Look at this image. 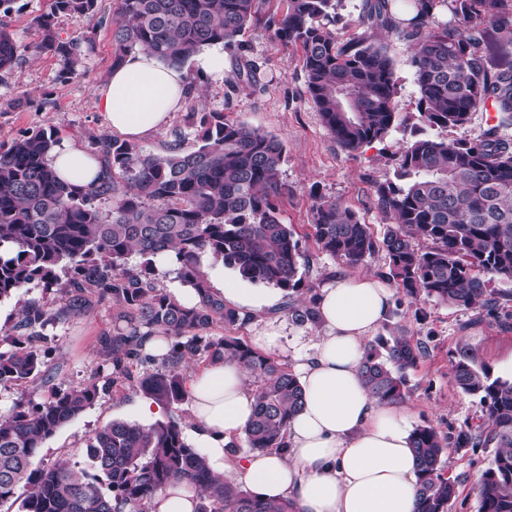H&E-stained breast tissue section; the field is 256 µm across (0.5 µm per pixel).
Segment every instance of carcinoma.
<instances>
[{
	"label": "carcinoma",
	"mask_w": 512,
	"mask_h": 512,
	"mask_svg": "<svg viewBox=\"0 0 512 512\" xmlns=\"http://www.w3.org/2000/svg\"><path fill=\"white\" fill-rule=\"evenodd\" d=\"M16 0H0V72L22 51L4 19ZM273 36L301 49L306 90L322 122L349 152L383 140L393 128L398 84L386 45L375 30L414 43L418 98L412 139L399 151L394 178L374 184L377 207L392 222L382 240L338 199L311 192L312 236L317 249L348 267L376 250L389 259V275L406 295L450 308L494 309L512 298L489 287L491 276L512 285V59L499 53L498 34L512 35L505 0H364L358 36H336L342 0H286ZM99 13L98 0H53L35 19L39 48L57 56L60 78L84 67L86 36L63 40L54 20ZM257 0H120L111 21L112 64L134 50L185 66L203 47L238 46L258 22ZM256 83L255 66L240 59L232 87ZM492 107L496 123L472 140L433 137L469 123ZM199 146L182 148V132L164 152H146L110 134L91 138L100 161L89 188L60 181L46 158L58 143L53 129H28L0 149V300L30 285L56 289L61 305L32 301L8 329L0 351V388L53 378L45 326L87 313L93 302L116 307L118 327L101 337L103 364L89 381L33 407L0 415V501L27 487L21 512H147L153 494L172 481L200 492L196 512H299L286 499L262 500L214 474L203 452L188 444L178 421L148 427L115 421L87 444L92 470L61 461L33 463L43 444L98 399V380L128 384L165 405L187 397L190 362L234 361L253 377L255 404L244 431L249 452L285 454L288 423L301 408L303 390L287 364L235 332L252 316L224 302L201 265L202 256L253 284L284 293L283 311L304 323L316 310L292 298L304 290L301 252L279 218L287 188L281 179L285 146L274 135L222 112L187 113ZM104 201L110 207L101 206ZM138 257L131 264L132 257ZM171 260L177 278L198 301L181 303L156 282V261ZM150 336L170 349L160 370L144 350ZM422 346L410 336L379 338L365 347L361 375L371 395L398 405L407 397V372ZM452 380L479 398L487 432L462 431L455 440L431 424L411 433L417 462L415 512H448L457 483L445 474L447 450L494 445L479 483V512H512V379L491 377L473 354L459 352Z\"/></svg>",
	"instance_id": "obj_1"
}]
</instances>
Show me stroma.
<instances>
[{"label":"stroma","mask_w":512,"mask_h":512,"mask_svg":"<svg viewBox=\"0 0 512 512\" xmlns=\"http://www.w3.org/2000/svg\"><path fill=\"white\" fill-rule=\"evenodd\" d=\"M50 4L51 0H16L14 5L9 29L25 52L12 70L0 72V146L11 144L22 131L35 127H51L59 136L86 143L108 131L94 104L93 91L106 82L112 70V30L94 18L79 21L65 15L56 17L61 37L85 34L92 38L83 75L62 81L58 58L34 49L39 34L33 19L49 11ZM285 7V0H259V21L242 36L239 53H226L223 77L194 84L170 126L139 140L138 145L148 152H162L174 131L184 128L186 113L202 108L274 134L286 148L281 178L288 186V194L281 205L280 219L300 242V267L307 284L318 290L352 271L388 278L385 251H376L351 270L317 250L309 237V191L315 186L323 196L342 200L370 225L375 238H383L390 221L374 203L373 185L392 177L395 156L411 138L418 97L411 64L413 44L385 38L398 84L395 126L384 141L350 153L329 133L306 92L301 50L282 45L267 27L268 19L280 16ZM240 57L253 61L257 67L256 86L243 91L231 86ZM115 313L111 303L105 301L88 313L48 326L45 334L53 349V381L45 384L30 380L0 389V414L18 404L46 401L53 392H63L86 381L99 362L98 339L111 331ZM286 322L282 348L275 357L293 367L311 353L321 330L315 321ZM379 333L386 337L402 333L426 346L424 356L407 373L408 397L403 408L410 426L429 422L451 436L461 430L485 429L487 422L478 398L453 385L451 369L459 350L465 347L489 368L492 376L512 378V300L501 301L492 312L484 308H450L411 299L397 288ZM139 396V391L128 385L101 390L95 405L44 443L35 467L48 468L62 458L87 463L86 443L95 432L115 421H138ZM493 452L490 446L465 453L449 448L446 474L457 480L458 492L448 512H479L477 482Z\"/></svg>","instance_id":"obj_1"}]
</instances>
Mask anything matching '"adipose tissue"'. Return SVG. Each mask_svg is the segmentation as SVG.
<instances>
[{
  "label": "adipose tissue",
  "mask_w": 512,
  "mask_h": 512,
  "mask_svg": "<svg viewBox=\"0 0 512 512\" xmlns=\"http://www.w3.org/2000/svg\"><path fill=\"white\" fill-rule=\"evenodd\" d=\"M184 70L150 52L128 54L94 91L112 131L137 141L164 128L183 105ZM59 179L86 186L99 162L80 141L61 138L48 156ZM391 290L370 276L348 275L322 288L316 301L322 330L298 366L303 405L286 432L287 454L235 455L229 448L247 427L254 396L233 362L189 370L190 418L185 436L211 470L267 498H288L300 512H415L417 468L404 415L377 401L361 376L364 341L390 311ZM199 493L176 481L157 491L147 512H196Z\"/></svg>",
  "instance_id": "obj_1"
}]
</instances>
